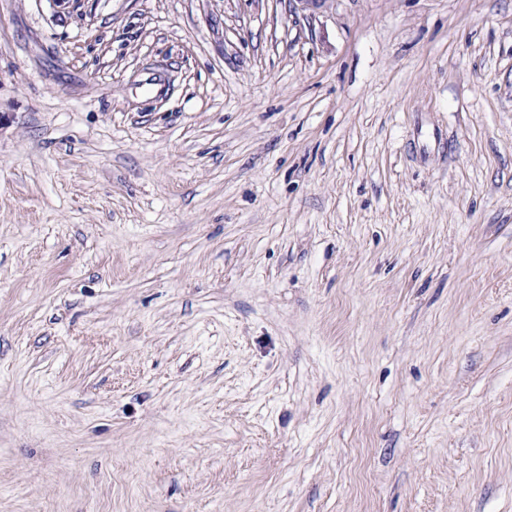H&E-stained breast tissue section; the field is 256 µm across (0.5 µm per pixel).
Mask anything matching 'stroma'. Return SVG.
<instances>
[{
	"label": "stroma",
	"mask_w": 512,
	"mask_h": 512,
	"mask_svg": "<svg viewBox=\"0 0 512 512\" xmlns=\"http://www.w3.org/2000/svg\"><path fill=\"white\" fill-rule=\"evenodd\" d=\"M0 113V512H512V0H0Z\"/></svg>",
	"instance_id": "35a3bbf8"
}]
</instances>
